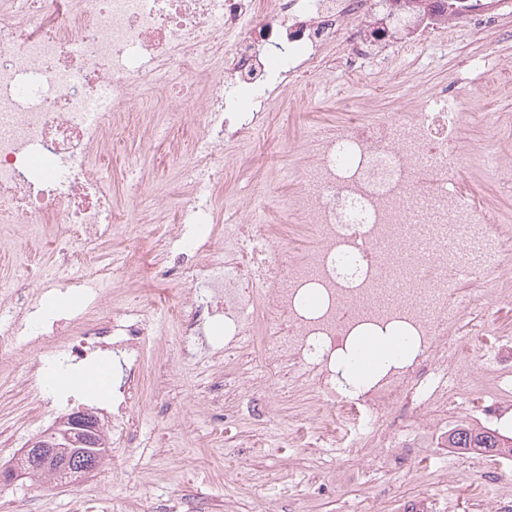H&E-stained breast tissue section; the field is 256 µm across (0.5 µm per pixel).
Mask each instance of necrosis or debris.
I'll list each match as a JSON object with an SVG mask.
<instances>
[{
    "mask_svg": "<svg viewBox=\"0 0 512 512\" xmlns=\"http://www.w3.org/2000/svg\"><path fill=\"white\" fill-rule=\"evenodd\" d=\"M375 2L0 0V239L50 243L59 274H82L92 309L114 313L108 323L78 314V336L61 351L79 361L110 343L127 383L140 381L134 354L156 315L150 303L128 310L98 290L127 272L101 265L96 246L141 228L118 224L98 168L136 127L178 131L171 167L208 196L181 197V246L153 277L180 286L172 320L182 361L220 315L225 354L250 367L237 389L215 384L210 432L284 417L283 402L297 403L281 447L333 449L340 486L363 481L367 458L389 472L409 463V449L429 457L448 440L449 415L494 417L512 399V372L465 359L481 299L461 294L460 279L498 271L496 301L512 307V213L447 187L465 154L454 134L474 117L467 106L349 109L335 126L303 132L285 223H268L262 196L241 223L221 221L225 141L248 151L269 86L304 65L333 66L328 46L341 45L339 62L357 79L370 40L390 35ZM486 122L476 154L496 182L512 172L498 144L512 118ZM293 224L315 243L306 254L290 244ZM396 327L416 340L411 361L375 383L350 382L349 338ZM491 489L497 512H512V474L485 466L472 505Z\"/></svg>",
    "mask_w": 512,
    "mask_h": 512,
    "instance_id": "4bbe7bcc",
    "label": "necrosis or debris"
}]
</instances>
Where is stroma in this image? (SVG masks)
I'll return each instance as SVG.
<instances>
[{"label": "stroma", "instance_id": "obj_1", "mask_svg": "<svg viewBox=\"0 0 512 512\" xmlns=\"http://www.w3.org/2000/svg\"><path fill=\"white\" fill-rule=\"evenodd\" d=\"M425 33L424 25L419 24L413 31H398L390 42L377 45L358 83H351L338 68L324 75L303 74L272 85L269 94L275 101L273 115L253 152L225 174L226 195L238 207H246L264 178L272 182V195L291 194L295 186L288 180V168L293 158L279 143L281 129L297 135L307 127L338 120L349 92L356 94L361 110H397L406 106L410 98L431 95L445 86L465 93L468 107L479 116L512 113V84H499L500 78L512 73V0H501L500 15L492 25L478 29L462 20H452L447 46L432 42L423 55L401 56L394 68L381 67L380 58L393 54L397 43ZM169 148L166 140L154 137H133L127 142V154L142 162L144 190L148 194L163 196L166 184L172 180L171 172L158 163ZM177 248V243L170 242L165 248L143 252L138 263L140 274L123 285V292L153 301L163 309L169 307L177 295L176 284H151L147 271ZM41 332L39 314H29L18 347L0 353V375L11 374L20 381L18 387L0 396L1 465L20 456L30 440L57 427L60 417L72 411L94 414L103 421L104 433L112 431L106 421L112 410L111 396L77 386L84 372L102 368L111 369L113 384H120L125 372L103 348L92 352L86 361L58 371L59 383L54 388L57 401L32 410L25 381L31 377L36 384H43L44 367L27 355L24 345L28 337ZM223 340L221 327L209 326L204 342L197 346L195 366L185 371L176 357L175 325L160 319L143 347L142 358L151 374H158L164 367L180 374L176 395L181 410L170 418H160L156 409L167 404L169 398L155 393L153 384H146L128 408L130 441L111 442L97 470L66 486L47 484L27 475L14 483L0 484V512H136L149 499L179 505L204 501L210 512H224L225 500L231 499L236 501L239 512H254L265 498V477L270 471L276 472L281 489H301L307 512H344L345 502L373 497L381 488L390 501L416 494L427 500L431 512H469L461 489L481 470L482 463L476 455L462 456L454 448L442 450L443 455L454 460V482H440L438 461H416L392 474L370 471L364 484L339 490L321 477L323 455L318 450H231L224 442H210L211 349Z\"/></svg>", "mask_w": 512, "mask_h": 512}]
</instances>
